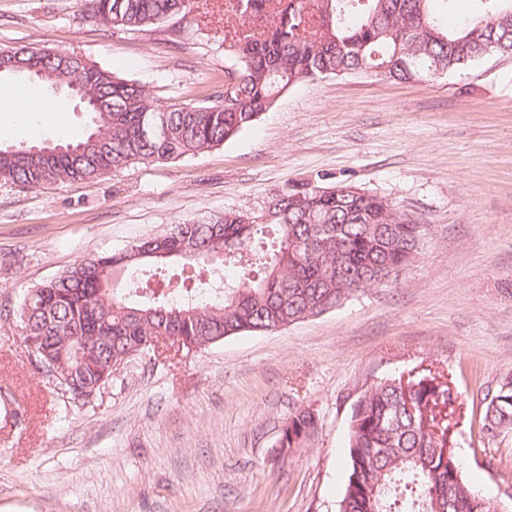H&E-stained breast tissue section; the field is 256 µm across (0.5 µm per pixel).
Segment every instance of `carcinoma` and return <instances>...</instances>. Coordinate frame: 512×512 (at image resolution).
I'll return each instance as SVG.
<instances>
[{
    "mask_svg": "<svg viewBox=\"0 0 512 512\" xmlns=\"http://www.w3.org/2000/svg\"><path fill=\"white\" fill-rule=\"evenodd\" d=\"M188 0H89L98 23L118 30L158 27ZM260 28L224 35L238 70L224 76L216 104L163 105L145 87L85 59L42 50V77L17 76L43 93L84 89L94 129L43 153L0 148V182L35 189L95 180L132 163H163L224 144L252 127L285 88L328 76L421 80L451 73L487 52L512 50V0H475L450 26L430 0H229ZM350 185L303 183L277 195L272 219L247 224L229 211L185 220L127 249L85 258L25 297L20 319L57 363L60 375L99 392L101 368L153 342L175 338L201 349L242 333L270 332L343 304L361 288L388 285L416 261L430 228L387 198ZM86 343L81 356L75 347ZM428 378L404 390L381 379L354 404L346 450L348 475L337 512H493L458 490L453 452L432 428L438 398ZM309 411L288 418L278 441L294 448L316 429ZM512 428V381L489 401L483 429Z\"/></svg>",
    "mask_w": 512,
    "mask_h": 512,
    "instance_id": "1",
    "label": "carcinoma"
}]
</instances>
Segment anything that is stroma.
<instances>
[{
	"mask_svg": "<svg viewBox=\"0 0 512 512\" xmlns=\"http://www.w3.org/2000/svg\"><path fill=\"white\" fill-rule=\"evenodd\" d=\"M224 9L190 0L186 15L128 32L95 24L84 0H0V49L65 50L162 103H214L237 68L226 26H253ZM308 180L376 192L429 225L418 260L290 327L132 359L85 407L38 368L19 316L30 291L182 219L260 213ZM410 373L453 388L463 479L512 512V430H483L512 380V59L431 81H306L202 153L95 181L0 182V512H337L356 400ZM303 409L315 434L280 450Z\"/></svg>",
	"mask_w": 512,
	"mask_h": 512,
	"instance_id": "35a3bbf8",
	"label": "stroma"
}]
</instances>
